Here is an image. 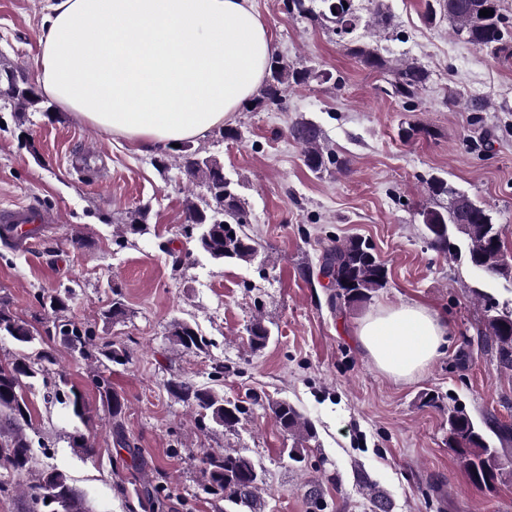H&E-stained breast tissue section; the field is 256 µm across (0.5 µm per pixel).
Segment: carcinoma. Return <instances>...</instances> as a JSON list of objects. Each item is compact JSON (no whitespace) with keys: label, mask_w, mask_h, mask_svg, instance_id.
Listing matches in <instances>:
<instances>
[{"label":"carcinoma","mask_w":512,"mask_h":512,"mask_svg":"<svg viewBox=\"0 0 512 512\" xmlns=\"http://www.w3.org/2000/svg\"><path fill=\"white\" fill-rule=\"evenodd\" d=\"M426 20L435 21L445 16L454 24L455 34L472 46L502 52L507 49L508 36L504 17L500 13V0H425ZM288 13L306 19H323L333 24L339 36L353 33L359 17L354 0H285ZM481 10L492 14L483 17ZM350 53L369 70L376 73L389 71L387 61L378 48L359 39L349 40ZM389 93L400 100L412 101L421 94L430 80V73L417 63L403 62L393 72ZM319 75L304 65L290 64L280 55L274 54L268 61L265 80L258 94L252 99L255 106H279L285 88L304 85ZM0 97L12 111L48 112L43 107L46 99L35 91L27 76L18 68H0ZM290 137L303 147L304 163L314 173L322 172L334 165L343 170L344 163L325 153L321 127L308 119L295 122L289 129ZM177 158L189 181H200L205 189L201 204L189 203L185 209V221L201 229L196 243L198 249L210 259L251 262L257 255L254 240L241 230L247 223L245 202L224 175V165L217 159L200 156V151L182 144L177 148ZM427 191L434 206L421 211L422 223L427 230L431 248L451 257L460 256V248L451 241L450 229L461 233L466 241L469 265L479 264L488 276H506L508 268L501 266L504 248L490 245V235H503L502 229L493 220L490 211L474 200H469L470 211L461 217L452 208L456 197H468L441 178L427 182ZM320 270L336 283V300L348 305L365 302L372 293L386 284L384 264L373 249L359 238L333 243L322 253ZM70 290L46 297L42 306L57 314L67 309ZM55 337L74 354L83 359L92 356V338L76 323L59 319L53 321ZM0 335L9 336L23 348L44 343L40 336L33 335L29 324L17 319L9 310L6 301L0 299ZM170 341L187 352L203 351L209 340L197 326L186 320H176L169 331ZM486 336L496 348L499 363L512 369V311L486 315ZM270 338L269 328L260 320L252 323L248 330V341L252 348L261 349ZM99 363L109 361L123 364L128 361L126 351L110 345L105 346L96 357ZM55 365L52 352L42 349L32 359L24 354L12 361L0 363V424L7 430L0 431V472L9 478L26 474L33 460L32 440L25 432L29 426L30 409L22 392L26 380L47 378L51 366ZM100 396L106 402L114 428L121 429L124 399L112 389L108 379H96ZM168 392L177 401L195 410L213 424L234 428L247 415L244 406L224 399V395L213 388L198 385L190 380L174 378L168 383ZM56 401L71 408L73 414L84 418L86 407L82 395L75 389L67 393L54 388ZM268 409L280 429L292 438L288 458L304 461L306 444L317 439L314 422L296 406L286 400L269 404ZM512 427L493 418H486L479 425L462 409L448 413V447L458 455L469 482L479 488L492 490L503 476L512 471ZM202 490L210 495L221 496L228 503L225 512H264L260 496V478L254 461L241 453L207 450L199 458ZM360 489L371 501L373 512H392V503L379 487L363 479ZM27 512H45L49 495L70 502L71 512H86L81 493L71 484L67 473L57 467L44 469L36 482L27 487ZM304 496L312 512H322L324 491L320 483L305 485Z\"/></svg>","instance_id":"carcinoma-1"}]
</instances>
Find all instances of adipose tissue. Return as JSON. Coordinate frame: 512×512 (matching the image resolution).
<instances>
[{
	"label": "adipose tissue",
	"instance_id": "adipose-tissue-1",
	"mask_svg": "<svg viewBox=\"0 0 512 512\" xmlns=\"http://www.w3.org/2000/svg\"><path fill=\"white\" fill-rule=\"evenodd\" d=\"M47 10L40 89L77 119L151 148L223 127L255 95L273 53L254 0H49ZM82 33L89 40L79 48ZM447 334L415 303L381 309L357 332L398 380L441 356Z\"/></svg>",
	"mask_w": 512,
	"mask_h": 512
}]
</instances>
